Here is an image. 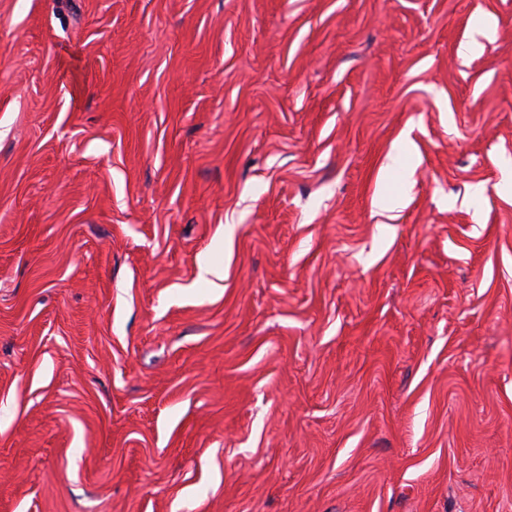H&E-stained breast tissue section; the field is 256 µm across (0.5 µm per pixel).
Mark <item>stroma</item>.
I'll return each mask as SVG.
<instances>
[{"instance_id": "35a3bbf8", "label": "stroma", "mask_w": 512, "mask_h": 512, "mask_svg": "<svg viewBox=\"0 0 512 512\" xmlns=\"http://www.w3.org/2000/svg\"><path fill=\"white\" fill-rule=\"evenodd\" d=\"M509 162L512 0H0V512H512Z\"/></svg>"}]
</instances>
